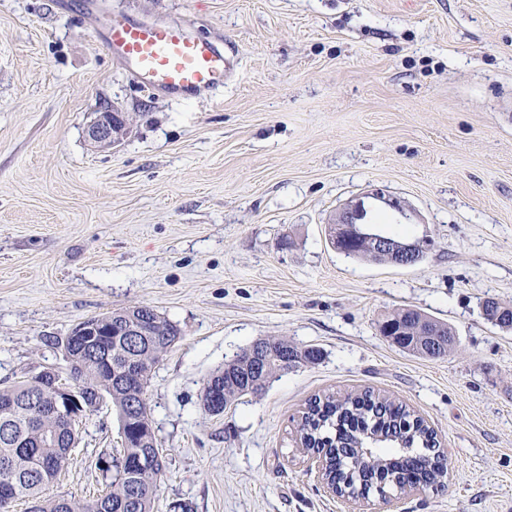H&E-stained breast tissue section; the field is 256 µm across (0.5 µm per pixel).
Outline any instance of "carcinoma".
Here are the masks:
<instances>
[{
    "label": "carcinoma",
    "mask_w": 512,
    "mask_h": 512,
    "mask_svg": "<svg viewBox=\"0 0 512 512\" xmlns=\"http://www.w3.org/2000/svg\"><path fill=\"white\" fill-rule=\"evenodd\" d=\"M151 322L150 336H128L118 320H101V341L93 347L82 336L72 339V351L85 359L80 371L78 397L88 390L108 396L119 414L126 415L123 448L109 456L105 487L92 500L55 497L50 488L68 467L69 450L79 441L80 431L51 410V399L38 386L20 381L0 388V512H11L12 504L25 501L33 512H155V495L149 493L163 471V461L148 470L140 466L147 455L162 456L151 425L145 385L124 380L117 372L130 361L138 362L149 378L166 353L165 341L152 336L178 338L177 326L147 307L114 310ZM393 344L404 352L425 358L448 355V345L435 346L429 336H395ZM324 357L314 346H298L286 338L264 339L242 349L213 373L207 383L222 389L221 414L235 399L266 392L283 374L301 366L317 365ZM301 443L306 450L324 452L325 478L339 495L352 491L353 478L364 462L360 448L371 440L389 449L388 458L405 482L444 486L447 469L437 448L433 430L403 405L384 394L366 393L311 400L301 417ZM55 445L44 446L45 434ZM347 464L336 467V453Z\"/></svg>",
    "instance_id": "carcinoma-1"
}]
</instances>
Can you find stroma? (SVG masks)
Returning <instances> with one entry per match:
<instances>
[{
    "instance_id": "35a3bbf8",
    "label": "stroma",
    "mask_w": 512,
    "mask_h": 512,
    "mask_svg": "<svg viewBox=\"0 0 512 512\" xmlns=\"http://www.w3.org/2000/svg\"><path fill=\"white\" fill-rule=\"evenodd\" d=\"M106 15L177 22L239 75L183 101L140 87L97 37ZM512 0H0V388L80 321L147 305L180 337L146 392L164 450L159 512H502L512 502ZM130 131L86 129L104 104ZM380 188L400 267L334 250L327 224ZM412 308L447 323V357L379 333ZM323 350L224 413L207 377L255 340ZM371 389L435 429L448 478L351 502L298 443L308 399ZM111 400L88 412L51 495L89 499L120 447ZM128 118L125 113L110 106H103L87 129L91 143L99 147H114L126 136Z\"/></svg>"
}]
</instances>
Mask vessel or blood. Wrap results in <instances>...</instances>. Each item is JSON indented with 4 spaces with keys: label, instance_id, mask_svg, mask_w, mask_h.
<instances>
[{
    "label": "vessel or blood",
    "instance_id": "1",
    "mask_svg": "<svg viewBox=\"0 0 512 512\" xmlns=\"http://www.w3.org/2000/svg\"><path fill=\"white\" fill-rule=\"evenodd\" d=\"M103 47L145 89L185 100L234 79L236 64L217 44L192 37L174 22L104 17Z\"/></svg>",
    "mask_w": 512,
    "mask_h": 512
}]
</instances>
